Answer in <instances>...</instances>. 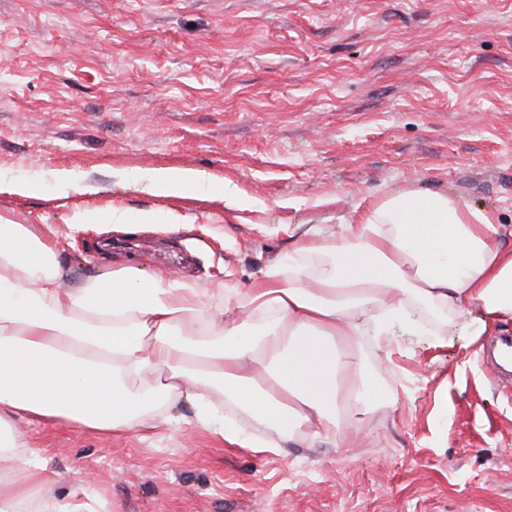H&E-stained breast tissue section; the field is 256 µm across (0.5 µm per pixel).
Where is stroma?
Here are the masks:
<instances>
[{
    "label": "stroma",
    "mask_w": 512,
    "mask_h": 512,
    "mask_svg": "<svg viewBox=\"0 0 512 512\" xmlns=\"http://www.w3.org/2000/svg\"><path fill=\"white\" fill-rule=\"evenodd\" d=\"M161 167L206 191L148 194ZM60 171L94 192L60 196ZM409 191L493 213L512 247V0H0V215L54 226L63 287L130 264L246 288L306 232ZM113 209L127 226L85 228ZM488 343L453 319L366 339L392 403L354 440L236 448L187 397L147 435L18 423L55 475L38 512L76 486L88 512H512Z\"/></svg>",
    "instance_id": "35a3bbf8"
}]
</instances>
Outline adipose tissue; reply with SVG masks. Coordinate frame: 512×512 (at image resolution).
Returning <instances> with one entry per match:
<instances>
[{"instance_id": "adipose-tissue-1", "label": "adipose tissue", "mask_w": 512, "mask_h": 512, "mask_svg": "<svg viewBox=\"0 0 512 512\" xmlns=\"http://www.w3.org/2000/svg\"><path fill=\"white\" fill-rule=\"evenodd\" d=\"M199 186L183 169L145 179L159 196ZM502 234L461 199L396 193L336 233H306L244 289L193 288L132 266L64 289L54 227L0 217V454L21 460L0 476V512H24L51 479L17 437L20 420L147 433L187 396L197 422L239 448L355 436L357 408L382 400L362 336L386 340L415 307L455 318L463 336L512 319ZM219 395L274 439L224 420Z\"/></svg>"}]
</instances>
